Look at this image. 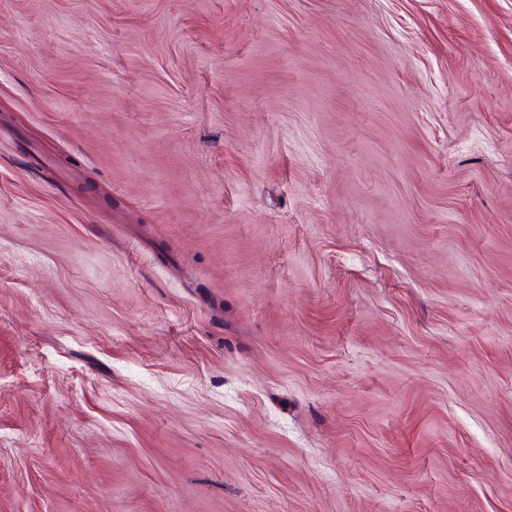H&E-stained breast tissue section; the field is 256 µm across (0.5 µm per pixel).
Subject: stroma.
Listing matches in <instances>:
<instances>
[{
    "label": "stroma",
    "mask_w": 512,
    "mask_h": 512,
    "mask_svg": "<svg viewBox=\"0 0 512 512\" xmlns=\"http://www.w3.org/2000/svg\"><path fill=\"white\" fill-rule=\"evenodd\" d=\"M0 512H512V0H0Z\"/></svg>",
    "instance_id": "stroma-1"
}]
</instances>
